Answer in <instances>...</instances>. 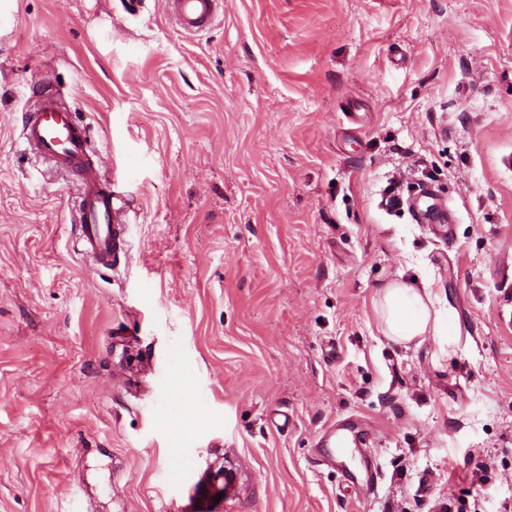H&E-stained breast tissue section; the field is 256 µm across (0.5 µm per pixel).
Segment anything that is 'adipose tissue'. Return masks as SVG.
Masks as SVG:
<instances>
[{
    "instance_id": "1",
    "label": "adipose tissue",
    "mask_w": 512,
    "mask_h": 512,
    "mask_svg": "<svg viewBox=\"0 0 512 512\" xmlns=\"http://www.w3.org/2000/svg\"><path fill=\"white\" fill-rule=\"evenodd\" d=\"M380 316L386 336L396 342L425 335L431 325V312L421 293L396 282L382 291Z\"/></svg>"
}]
</instances>
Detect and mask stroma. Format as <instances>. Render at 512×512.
<instances>
[{
	"instance_id": "35a3bbf8",
	"label": "stroma",
	"mask_w": 512,
	"mask_h": 512,
	"mask_svg": "<svg viewBox=\"0 0 512 512\" xmlns=\"http://www.w3.org/2000/svg\"><path fill=\"white\" fill-rule=\"evenodd\" d=\"M43 90L135 210L111 267L19 137ZM510 154L512 0H224L198 35L0 0V512H180L217 461L210 512L512 507ZM425 187L449 234L384 204ZM391 281L437 331L384 336ZM335 425L372 492L317 465ZM224 474L221 470H214L210 473H204L200 482L206 487L210 498H215L219 492L224 491V497L230 498L233 493L230 481L223 479Z\"/></svg>"
}]
</instances>
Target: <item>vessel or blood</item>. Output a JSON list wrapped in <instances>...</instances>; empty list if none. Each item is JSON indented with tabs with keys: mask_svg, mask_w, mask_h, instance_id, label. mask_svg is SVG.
Returning <instances> with one entry per match:
<instances>
[{
	"mask_svg": "<svg viewBox=\"0 0 512 512\" xmlns=\"http://www.w3.org/2000/svg\"><path fill=\"white\" fill-rule=\"evenodd\" d=\"M175 25L194 35L209 29L224 11L223 0H165ZM21 135L27 147L55 167L77 177L81 203L76 215L77 238L84 254L98 265L108 266L127 246L129 209L104 184L90 157L88 131L75 120L69 107L52 92L45 93L34 108L24 113ZM405 205L419 224L444 225L448 208L435 200L431 190L406 199ZM325 463L341 462L374 472L375 465L359 456L360 440L345 433H330L321 441Z\"/></svg>",
	"mask_w": 512,
	"mask_h": 512,
	"instance_id": "1",
	"label": "vessel or blood"
}]
</instances>
